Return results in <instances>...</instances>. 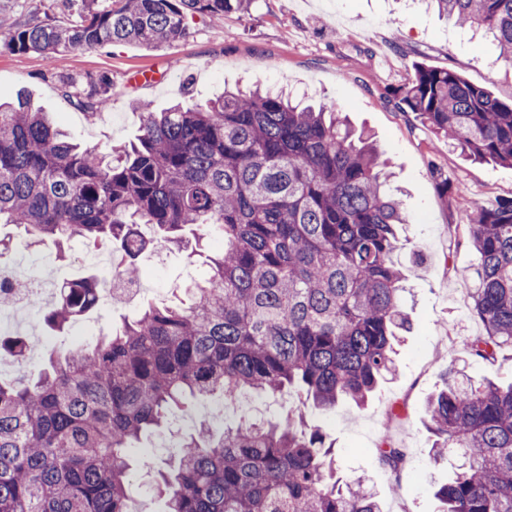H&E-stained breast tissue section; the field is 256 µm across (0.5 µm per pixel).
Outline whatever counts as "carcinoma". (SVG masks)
Returning a JSON list of instances; mask_svg holds the SVG:
<instances>
[{
	"instance_id": "1",
	"label": "carcinoma",
	"mask_w": 512,
	"mask_h": 512,
	"mask_svg": "<svg viewBox=\"0 0 512 512\" xmlns=\"http://www.w3.org/2000/svg\"><path fill=\"white\" fill-rule=\"evenodd\" d=\"M462 28L491 33L512 63V0H434ZM251 0H110L77 21L0 29V49L60 58L79 49L169 46L188 19L244 11ZM63 95L89 114L107 109V76ZM467 157L512 165V104L451 69L414 65L397 92ZM141 134L104 153L70 142L20 93L0 103V225L28 245L75 237L118 244L120 273L159 240L199 257L187 301L150 307L92 348L52 354L49 366L0 382V512H135L129 451L188 397L233 400L245 389L296 390L321 407L362 405L395 374L398 332L409 329L404 277L393 259L407 223L374 145L324 106L283 94L226 92L205 105L155 112ZM478 255L472 311L485 333L468 354L493 362L512 345V197L469 214ZM214 233V255L201 251ZM93 276L59 286L46 321L62 327L101 299ZM25 357L18 338L0 355ZM433 459L460 448L467 463L435 492L441 512H512V384L477 386L450 366L429 401ZM401 449L381 462L397 471ZM166 512H380L362 480L336 477L325 434L300 415L239 423L216 437L207 419L158 473Z\"/></svg>"
}]
</instances>
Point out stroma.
I'll list each match as a JSON object with an SVG mask.
<instances>
[{
  "mask_svg": "<svg viewBox=\"0 0 512 512\" xmlns=\"http://www.w3.org/2000/svg\"><path fill=\"white\" fill-rule=\"evenodd\" d=\"M84 12L85 0H0V29L33 19L67 22ZM497 56L491 38L462 32L454 19L422 0H253L245 13L190 19L187 36L174 46L150 50L120 43L77 50L66 56L58 72L44 55L0 50L1 99L25 92L54 113L72 140L102 151L135 138L143 121L140 102L160 111L176 101L204 103L226 88H275L288 82L298 98L337 109L353 128L373 135L408 217L399 230L394 260L409 289L405 306L412 329L398 348L395 375L361 407L343 400L321 410L285 394L246 392L231 404L216 398L190 412L175 410L162 429L147 432L130 452L132 486L143 512H162L157 474L173 465L182 439L195 431L208 409H225V418L211 422L219 431L228 419L270 420L295 406L308 424L322 426L336 453L337 477L364 479L381 512H438L435 491L463 462L457 454L432 458L427 401L441 389L444 368L455 365L476 384L487 378L512 384V346L501 348L492 364L466 352L468 341L484 327L472 311L469 290L477 255L461 218L474 205L512 197V166L477 162L449 148L413 114L399 109L397 91L412 77L414 64L421 63L452 69L511 103L512 67ZM100 74L114 84L103 114L77 110L59 90V77L82 80ZM435 165L452 182L444 198L430 176ZM452 224L457 227L453 234L448 231ZM85 252L79 239L70 242L64 261L56 259L49 243L12 248L0 253V266L38 264L58 285L87 271L81 261ZM135 262L148 291L130 306L101 302L89 315L96 324L93 334L84 335L77 323L52 327L39 313L32 328H5L0 335L26 340L48 336L61 350L77 340L91 346L148 306L182 299L185 286L204 272L172 246L145 250ZM393 408L398 418H390ZM385 440L405 453L400 472L378 459Z\"/></svg>",
  "mask_w": 512,
  "mask_h": 512,
  "instance_id": "obj_1",
  "label": "stroma"
}]
</instances>
